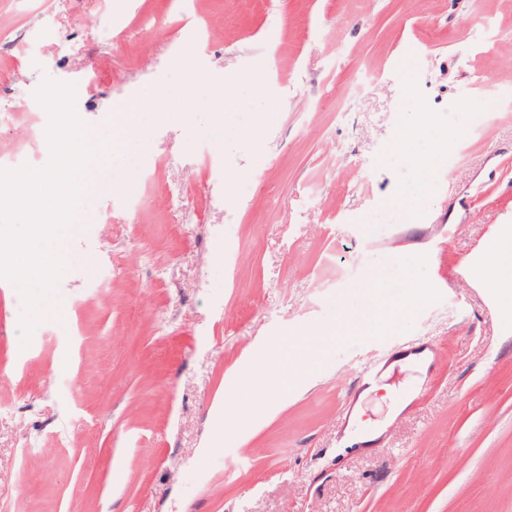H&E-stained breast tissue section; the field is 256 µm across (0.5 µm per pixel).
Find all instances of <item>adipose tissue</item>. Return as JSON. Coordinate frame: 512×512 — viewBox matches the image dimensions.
I'll return each instance as SVG.
<instances>
[{
	"instance_id": "1",
	"label": "adipose tissue",
	"mask_w": 512,
	"mask_h": 512,
	"mask_svg": "<svg viewBox=\"0 0 512 512\" xmlns=\"http://www.w3.org/2000/svg\"><path fill=\"white\" fill-rule=\"evenodd\" d=\"M229 91L223 82H211L206 95L193 93L167 104L169 113L224 111ZM491 263L485 271L488 288L496 290L512 306V236L495 240L490 248ZM421 283L412 269L404 271V292L401 301L384 297L382 284L368 278L358 286L359 309L346 313L333 323L304 327L292 336H281L267 345L259 359L261 372L270 374V381L257 388L245 383L228 395L224 410L232 414L237 426L287 397L301 380L309 377L341 341L353 336H367L410 319L416 306Z\"/></svg>"
}]
</instances>
